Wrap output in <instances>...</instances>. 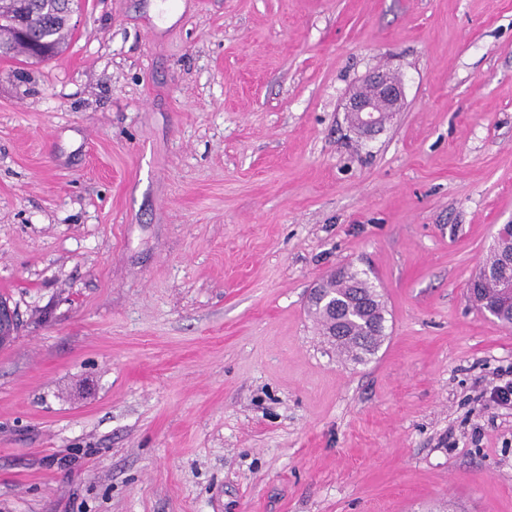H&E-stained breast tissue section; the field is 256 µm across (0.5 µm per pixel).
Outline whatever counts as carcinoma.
Returning a JSON list of instances; mask_svg holds the SVG:
<instances>
[{"mask_svg": "<svg viewBox=\"0 0 512 512\" xmlns=\"http://www.w3.org/2000/svg\"><path fill=\"white\" fill-rule=\"evenodd\" d=\"M78 0H0V56L32 58V45L45 42L55 57L71 32L69 14ZM21 18L24 35L13 24ZM512 253V240H498L490 256L468 283L469 298L481 310L498 297L497 282L504 256ZM308 309L332 338L336 352L348 360L361 362L378 352L386 338L387 308L382 295L364 272L348 266L331 274L322 296L309 298Z\"/></svg>", "mask_w": 512, "mask_h": 512, "instance_id": "1", "label": "carcinoma"}]
</instances>
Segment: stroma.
I'll return each instance as SVG.
<instances>
[{"label": "stroma", "instance_id": "1", "mask_svg": "<svg viewBox=\"0 0 512 512\" xmlns=\"http://www.w3.org/2000/svg\"><path fill=\"white\" fill-rule=\"evenodd\" d=\"M159 2L0 58V512H512V329L467 297L512 224V0ZM348 264L366 363L307 311ZM362 87L363 92L351 95L344 109L351 127L360 135H369L381 127L386 116L401 111L403 87L386 70L373 72ZM327 297L324 301L322 299ZM308 309L323 327L324 336L348 360L361 362L375 355L386 338L387 308L365 272L351 266L330 274L322 296L309 297Z\"/></svg>", "mask_w": 512, "mask_h": 512}]
</instances>
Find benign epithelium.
Instances as JSON below:
<instances>
[{
  "instance_id": "1",
  "label": "benign epithelium",
  "mask_w": 512,
  "mask_h": 512,
  "mask_svg": "<svg viewBox=\"0 0 512 512\" xmlns=\"http://www.w3.org/2000/svg\"><path fill=\"white\" fill-rule=\"evenodd\" d=\"M400 80L386 70L373 72L363 83V92L353 94L345 104L347 120L361 135H369L381 127L386 116L403 108Z\"/></svg>"
}]
</instances>
